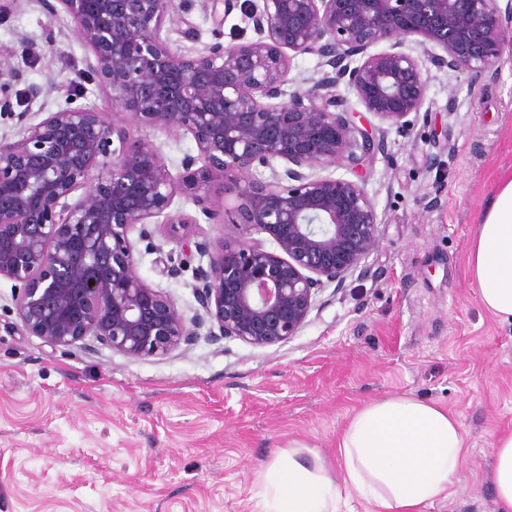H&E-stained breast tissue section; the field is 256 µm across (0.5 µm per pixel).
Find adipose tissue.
Returning <instances> with one entry per match:
<instances>
[{
  "label": "adipose tissue",
  "instance_id": "ef3b65f1",
  "mask_svg": "<svg viewBox=\"0 0 512 512\" xmlns=\"http://www.w3.org/2000/svg\"><path fill=\"white\" fill-rule=\"evenodd\" d=\"M482 211L468 248V268L481 305L512 323V173ZM337 473L296 449L281 451L257 475L262 512H340L358 498L370 512H425L448 497L468 455L461 423L448 409L410 396L362 405L340 439ZM496 512H512V432L500 434L484 474Z\"/></svg>",
  "mask_w": 512,
  "mask_h": 512
}]
</instances>
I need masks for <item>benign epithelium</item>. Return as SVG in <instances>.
Instances as JSON below:
<instances>
[{"mask_svg": "<svg viewBox=\"0 0 512 512\" xmlns=\"http://www.w3.org/2000/svg\"><path fill=\"white\" fill-rule=\"evenodd\" d=\"M34 2L71 19L91 52L81 74L114 109L138 128L181 131L198 150L175 176L154 143L74 98L21 139L0 136V278L18 289V318L51 347L90 340L133 358L192 346L203 329L258 347L297 335L318 293L367 276L382 242L357 168L385 152V130L358 126L360 112L337 88L406 135L427 99L426 63L490 71L512 46V0H253L244 15L257 39L217 41L194 56L174 54L161 36L180 22L196 37L186 0ZM298 54L329 70L289 91ZM22 78L0 59V112H13ZM331 167L357 179L323 174ZM241 178L229 210L226 181ZM180 195L204 219L245 231L212 251L196 244L209 263L197 271L200 311L190 319L141 276L132 240L160 217L175 234L198 223L167 212Z\"/></svg>", "mask_w": 512, "mask_h": 512, "instance_id": "7a95c632", "label": "benign epithelium"}]
</instances>
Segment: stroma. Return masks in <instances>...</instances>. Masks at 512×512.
<instances>
[{
    "label": "stroma",
    "mask_w": 512,
    "mask_h": 512,
    "mask_svg": "<svg viewBox=\"0 0 512 512\" xmlns=\"http://www.w3.org/2000/svg\"><path fill=\"white\" fill-rule=\"evenodd\" d=\"M188 19L195 39L174 24L162 31L178 55L256 37L238 10L216 24L212 0H189ZM69 23L35 2L0 0V55L24 73L0 135L19 139L26 124L16 113L38 123L74 92L130 125L79 78L89 51L75 36L18 56L21 42L44 46L49 29ZM427 78L426 118L406 137L389 130L385 152L366 165L382 233L371 276L326 288L287 342L203 337L146 358L53 348L24 330L13 283L0 278V512H259L256 476L288 444L338 469L337 444L358 407L398 395L457 415L470 448L450 498L426 512H495L482 478L492 442L512 430V324L481 306L467 253L497 173L512 169V54L483 73L431 65ZM48 81L54 93L28 102L26 84ZM142 135L174 174L197 152L178 132ZM438 188L447 204L432 205ZM146 230L135 242L141 276L193 316L196 270L208 264L195 245H217L222 225H188L186 248L167 225Z\"/></svg>",
    "instance_id": "1"
}]
</instances>
